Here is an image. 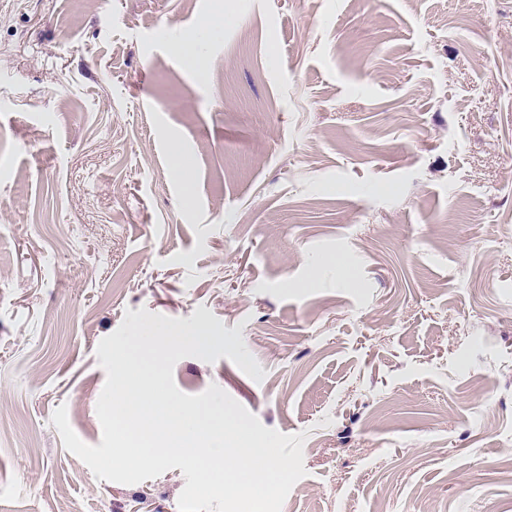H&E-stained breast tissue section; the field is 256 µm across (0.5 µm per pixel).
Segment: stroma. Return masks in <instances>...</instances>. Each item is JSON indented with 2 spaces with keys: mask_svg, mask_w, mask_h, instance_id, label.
Wrapping results in <instances>:
<instances>
[{
  "mask_svg": "<svg viewBox=\"0 0 512 512\" xmlns=\"http://www.w3.org/2000/svg\"><path fill=\"white\" fill-rule=\"evenodd\" d=\"M199 307L265 377L176 386L307 434L282 512H512V0H0V512H178L51 416Z\"/></svg>",
  "mask_w": 512,
  "mask_h": 512,
  "instance_id": "1",
  "label": "stroma"
}]
</instances>
